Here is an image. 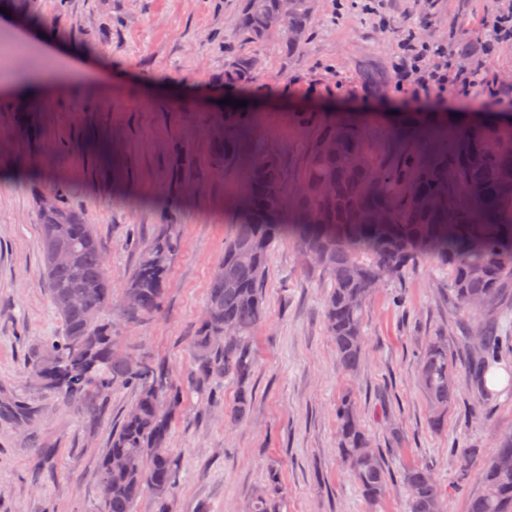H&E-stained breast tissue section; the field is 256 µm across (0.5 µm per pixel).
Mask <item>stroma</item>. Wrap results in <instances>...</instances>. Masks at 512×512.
I'll return each instance as SVG.
<instances>
[{
	"instance_id": "stroma-1",
	"label": "stroma",
	"mask_w": 512,
	"mask_h": 512,
	"mask_svg": "<svg viewBox=\"0 0 512 512\" xmlns=\"http://www.w3.org/2000/svg\"><path fill=\"white\" fill-rule=\"evenodd\" d=\"M318 0L315 29L302 51L282 57L275 40L260 54L264 68L248 89L225 85L228 47L237 45L239 0H42L43 26L0 20V44L13 47L7 72L50 66L63 54L89 75L49 91L16 88L0 96V512H98L99 463L112 432L136 398L131 388L68 400L36 382L31 364L61 331L43 276L42 228L32 184L70 185L69 203L93 224L114 295L138 261L130 238L150 240L158 225L177 224L162 308L128 323L113 316L121 350L173 369L183 400L166 446L179 460L174 512H245L270 474H279L281 512H366L336 452L334 411L353 392L392 474L429 467L448 495V512H466L456 494L459 458L472 451L469 492L480 491L482 461L501 433L512 431V380L477 388L461 380L442 430L429 423L417 378V349L448 330L463 350L445 289L449 272L431 258L388 281L365 308L366 360L341 370L323 320L325 285L303 265L287 237L268 253L266 318L252 341L251 405L230 423L235 383L214 395L196 390L192 336L214 268L235 218L244 161L224 163L213 138L233 102H245L252 155L278 157L285 185L303 170L315 112L392 124L402 112H512V48L491 56L504 78L467 92L417 100L396 88L400 30L439 39L440 27L465 23L475 44L499 0ZM387 76L377 88L363 74ZM32 108L27 131L15 109ZM401 431L393 443L392 428Z\"/></svg>"
}]
</instances>
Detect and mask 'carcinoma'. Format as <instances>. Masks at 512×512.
<instances>
[{
    "label": "carcinoma",
    "mask_w": 512,
    "mask_h": 512,
    "mask_svg": "<svg viewBox=\"0 0 512 512\" xmlns=\"http://www.w3.org/2000/svg\"><path fill=\"white\" fill-rule=\"evenodd\" d=\"M39 0H0V7L31 24L40 23ZM280 0H242L238 48L228 52L224 83L247 87L263 68L259 53L271 36L285 57L304 47L313 23V0H291L280 17ZM459 62L482 65L464 28L448 34ZM315 127L306 146L299 185H284L279 160L257 156L245 173V188L232 235L224 242L221 274L211 275L204 312L192 337L202 390L218 379L239 387L230 420L249 407L253 368L251 338L266 316L268 252L276 237H292L307 269L325 280L323 318L339 367L350 374L364 363V311L377 288L399 279L425 256L449 268L448 306L476 324L478 344L466 342L467 364L459 370L439 331L419 349L418 381L430 407V425L444 427L460 376L479 384L489 361L502 353L493 324L512 303V120L496 112L472 129L463 115L408 112L377 138L372 124L318 114L301 117ZM245 119L224 122L214 139L215 156L230 162L245 150ZM68 189L36 193L42 224L44 275L62 324V336L33 360L34 378L71 398L116 388L136 390V399L101 458L102 512H135L144 493L155 512H170L178 460L166 448L182 390L152 360L115 350L112 288L97 233L68 206ZM180 238L174 224H161L139 251L122 300L128 322L154 314L164 295ZM67 253L66 260L58 254ZM336 447L369 508L382 500L394 478L375 447L350 394L336 403ZM470 458H462L455 492L466 496V512H512V433H503L482 464L480 492L468 494ZM410 512H445L444 493L426 467L400 474ZM279 481L255 497L249 512H280Z\"/></svg>",
    "instance_id": "cac0c4a2"
}]
</instances>
